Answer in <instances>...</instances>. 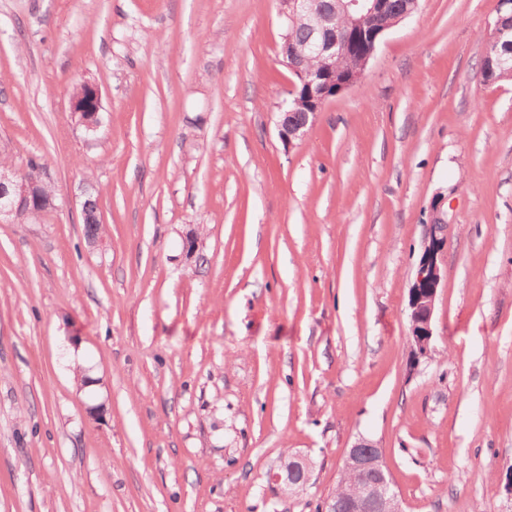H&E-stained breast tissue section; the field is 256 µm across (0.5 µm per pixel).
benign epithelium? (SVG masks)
Segmentation results:
<instances>
[{
	"instance_id": "obj_1",
	"label": "benign epithelium",
	"mask_w": 512,
	"mask_h": 512,
	"mask_svg": "<svg viewBox=\"0 0 512 512\" xmlns=\"http://www.w3.org/2000/svg\"><path fill=\"white\" fill-rule=\"evenodd\" d=\"M390 0H283L285 18L303 21L309 29L304 45L295 43L291 36L283 35L281 54L291 72L285 106L279 121V136L290 143L303 137L316 114L331 98L356 83L364 74L387 30L367 31L362 25L365 17L384 12ZM346 21L345 38L336 30V13ZM358 39L370 44L359 70L349 78L338 79L336 56L345 53L347 39ZM492 39L506 48L501 63L509 62L512 53V20L500 14L494 22ZM322 60V68L314 70L308 61ZM308 87V95L295 96L297 82ZM101 95L97 87L84 84V89L72 95L71 112L78 124L88 131L99 123ZM54 203L43 193L40 176H26L11 166H0V223H10L29 215H38ZM447 223L442 203L430 210V232L424 243L414 280L409 289V340L415 364H420L431 353L433 337L432 318L438 291L445 284L442 255L445 249L439 228ZM343 468L361 477L360 493L348 500L327 504V512H404L403 502L391 489L392 479L383 460L382 449L360 438L348 448Z\"/></svg>"
}]
</instances>
